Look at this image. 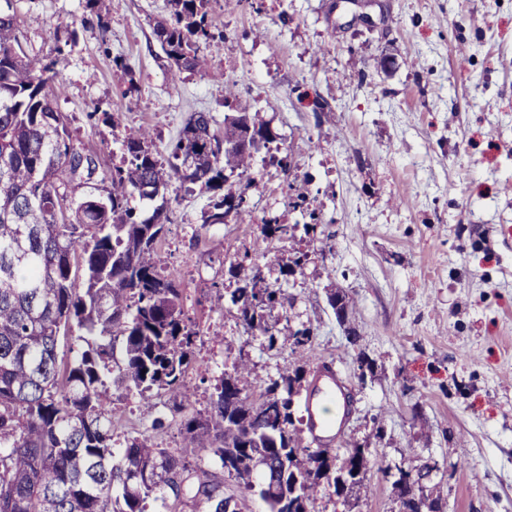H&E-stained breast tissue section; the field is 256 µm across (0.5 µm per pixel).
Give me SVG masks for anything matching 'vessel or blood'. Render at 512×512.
I'll return each instance as SVG.
<instances>
[{
	"instance_id": "vessel-or-blood-1",
	"label": "vessel or blood",
	"mask_w": 512,
	"mask_h": 512,
	"mask_svg": "<svg viewBox=\"0 0 512 512\" xmlns=\"http://www.w3.org/2000/svg\"><path fill=\"white\" fill-rule=\"evenodd\" d=\"M346 384L333 373L317 375L306 396L307 429L315 444L323 448L335 447L346 420Z\"/></svg>"
}]
</instances>
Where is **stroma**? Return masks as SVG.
I'll return each mask as SVG.
<instances>
[{"instance_id":"35a3bbf8","label":"stroma","mask_w":512,"mask_h":512,"mask_svg":"<svg viewBox=\"0 0 512 512\" xmlns=\"http://www.w3.org/2000/svg\"><path fill=\"white\" fill-rule=\"evenodd\" d=\"M16 8L28 49L50 57L53 31L73 35L56 106L105 166L121 161L119 135L150 127L161 152L190 114L220 121L241 103L277 133V151L257 156L252 225L202 228L207 193L175 184L165 250L202 330L200 372L210 380L249 359L257 392L287 367L289 350L268 348L210 297L236 288L230 263L256 249L258 223H305L292 192L330 224L329 240L271 242L282 259L298 250L312 258L288 281L292 307L274 314L314 328L322 360L354 399L345 439L371 449L379 469L370 498L349 507L325 497L316 512H398L400 469L426 460L440 469L450 512H512V0H210L224 36L206 49L209 71L176 84L153 35L169 0H112L100 19L86 0ZM461 41L471 55L462 70ZM228 81L236 99L224 97ZM96 109L111 122L89 119ZM334 291L346 297L357 343L328 303ZM361 354L374 363L362 381ZM209 380L197 386L201 413Z\"/></svg>"}]
</instances>
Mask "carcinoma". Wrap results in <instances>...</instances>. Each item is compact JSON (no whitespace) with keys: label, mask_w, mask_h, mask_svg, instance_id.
<instances>
[{"label":"carcinoma","mask_w":512,"mask_h":512,"mask_svg":"<svg viewBox=\"0 0 512 512\" xmlns=\"http://www.w3.org/2000/svg\"><path fill=\"white\" fill-rule=\"evenodd\" d=\"M16 0H0V512H240L224 476L253 490L258 469L266 512H315L322 496L348 484L356 498L373 493V465L357 444L310 450L295 397L318 367L316 333L300 325L282 334L270 319L290 303L283 288L217 291L268 348L290 346L292 363L259 395L248 389L249 360L233 362L215 379L206 414L191 412L196 387L189 371L201 335L185 315L183 289L167 269L163 240L170 223L166 193L173 184L210 194L201 227L239 223L257 180L254 154L224 141L277 134L241 106L219 125L195 112L165 154L141 126L121 139L123 160L104 168L100 152L73 140L57 110L63 85L56 57L25 49ZM209 0H171L169 18L154 35L171 61L170 79L204 72V48L223 32L208 20ZM152 204L151 214L132 205ZM295 196L309 222L259 225L264 242L325 227L321 213ZM243 280L259 283L262 265L249 252L235 256ZM122 355L116 357L115 347ZM122 396H168L183 413L182 444L172 450L151 435L124 437L116 447L109 385ZM207 452L219 464L191 467Z\"/></svg>","instance_id":"1"}]
</instances>
